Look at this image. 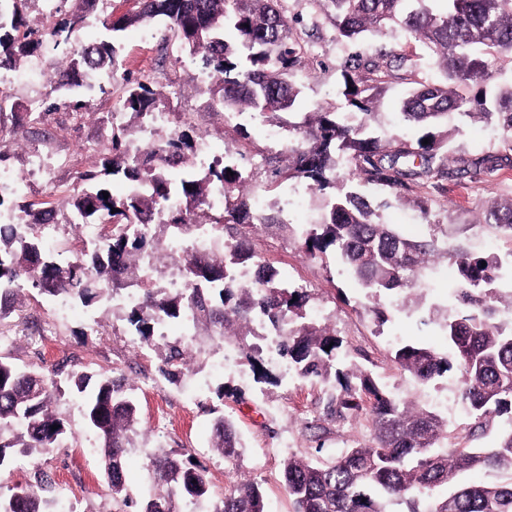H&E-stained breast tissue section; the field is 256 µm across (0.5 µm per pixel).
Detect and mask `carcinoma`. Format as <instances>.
Segmentation results:
<instances>
[{
  "label": "carcinoma",
  "instance_id": "carcinoma-1",
  "mask_svg": "<svg viewBox=\"0 0 512 512\" xmlns=\"http://www.w3.org/2000/svg\"><path fill=\"white\" fill-rule=\"evenodd\" d=\"M28 0H0V70L44 43L46 37L71 44L63 66L56 70L59 87H88L102 95L110 91L96 76H113L119 45L116 34L129 18L104 17V36L93 42L76 41L86 13L96 0H74L68 19L57 13L30 22L22 5ZM278 0H139L136 20L160 17L164 37L179 39L202 62L214 85L215 109L241 107L264 121L286 112L294 117L288 130L299 141L293 149L288 177L313 182L323 191L336 185L340 164L363 176L365 182L404 188V178L419 169L441 172L457 129L448 128V115L480 121L499 131L512 147V81L489 90L502 59L512 62V0H312L336 31V39L354 42L365 32L386 33L399 27L415 47L381 49L345 65L341 94L351 108L339 112L320 106L297 112L302 88L290 79L301 64L304 47L292 37L293 21L277 7ZM421 48L423 53L416 52ZM440 68L446 82H414L401 100L402 122L422 130L414 140L395 137L387 142L373 123L383 84L407 79L421 60ZM125 95L117 108L137 118L156 109L159 93L151 84L125 73ZM112 172L128 181L127 192L109 195L107 183L93 173L81 175L83 188L67 201L74 223L108 224L112 234L95 243L90 260L78 257L61 264L43 252L41 225L55 219L56 208L32 204L11 206L12 224L0 225V314L11 308L15 292L29 285L48 296L63 295L89 307L105 295L133 288L139 302L128 323L145 343L155 327L168 321L186 327L203 323L209 336L223 338L231 323L268 322L281 336V356L298 378L329 379L340 347L336 337L310 320V294L288 288L276 272L256 258L248 241L235 239L224 254L198 255V247L179 261L183 287L171 290L156 278L138 274L137 257L159 242V232L194 238L199 225L210 232L226 224H269L279 217L253 207L244 191L248 179L237 166L217 160L199 174L189 153L192 137L174 132L154 141L151 148L132 154L114 134ZM512 158L499 153L458 157L460 171L492 173ZM224 191V212L216 220L208 209L211 188ZM495 223L512 231V200L495 206ZM336 248L348 271L371 297L395 294L406 299L414 290L437 240L414 241L382 224L370 202L357 190L340 186L323 197L319 228L306 233L301 247L310 257ZM458 278L454 291L460 313L440 322L448 339V355L417 344L394 351V363L423 384L452 368L460 372L459 394L469 419V432L484 431L496 416L512 413V322L503 311L512 308V266L496 254L476 255L465 249L452 256ZM254 268L255 286L235 282L243 265ZM330 350H324V347ZM161 373L173 379L170 366L183 359L177 343L164 344ZM82 398L88 428L99 440L98 455L116 512H181V506L210 498L206 474L190 462L164 450L146 465L151 478L148 496L137 498L126 476V457L135 447L138 405L132 388L121 377L87 372L58 373L46 379L32 367L0 357V469L10 458L7 449L21 448L39 456L67 438L65 421L50 409L55 395ZM330 413H364L372 422L371 439L315 462L289 457L283 463L285 488L295 512H512V479L498 483H464L472 469L512 473V425L503 428L491 448H449L448 419L434 410L402 400L381 388L363 371L346 382L343 394L328 401ZM57 429H52V426ZM212 447L226 458L242 449L233 422L220 415L212 430ZM53 481L37 471L33 480L0 493V512H50ZM209 512H265L260 484L247 480L212 501Z\"/></svg>",
  "mask_w": 512,
  "mask_h": 512
}]
</instances>
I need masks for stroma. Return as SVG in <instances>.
Returning <instances> with one entry per match:
<instances>
[{"mask_svg":"<svg viewBox=\"0 0 512 512\" xmlns=\"http://www.w3.org/2000/svg\"><path fill=\"white\" fill-rule=\"evenodd\" d=\"M285 16H303L305 25L296 35L305 48V62L293 78L304 87L302 108L336 103L346 59L368 56L382 46L405 45L400 30L388 36L369 35L356 42L337 40L329 22L310 0H279ZM162 20L128 26L119 34L118 73L110 92L97 95L79 89L57 87L48 76V62L68 50L67 44L44 42L34 54L22 58L26 73L22 84L6 87L10 108L0 112V167L22 171L30 150H38L52 168L50 181H37L22 191L17 203L60 205L59 223L49 230L42 248L60 262L92 251L89 238L72 229L66 197L81 189L80 175L103 173L111 156L112 100L122 96V72L133 71L151 81L161 94H172L168 110L172 124L159 129L165 137L187 131L195 141L207 142L211 156L234 159L250 175L249 188L262 197L266 209L277 212L276 224H233L213 235L211 248L222 252L229 237L247 239L254 253L270 265L292 288H307L311 300L307 312L328 325L340 342L336 369L347 374L362 370L397 397L435 409L447 418L452 448H489L497 432L512 419L500 416L490 421L482 436L468 435V420L459 397V371L451 369L433 383L423 384L404 373L392 360L398 345L416 343L447 352L448 343L439 318L456 314L453 297L456 271L449 257L463 248L476 254L512 252V234L483 225L494 202L512 198V165L493 174H459L449 169L442 179L424 174L409 176L410 191L366 184L361 176L341 169V179L353 185L379 207L385 223L411 239L437 237L439 253L431 270L421 278V306L396 308L395 296L384 298L391 311L385 323H377L370 311L371 299L347 271L335 249L308 257L302 239L321 217L318 190L308 191L303 207L288 203V191L297 179L288 176V152L294 140L281 133L274 121L254 119L249 110L219 113L212 107V92L200 80L195 61L189 60L176 39L161 41L157 32ZM185 66H175V59ZM410 86L390 80L377 118L378 135L388 140L403 134L418 137L415 128L402 126L398 105ZM51 98L64 106L33 122L27 108L36 100ZM82 100L90 106L81 122H73L66 104ZM496 129L485 124L462 128L452 142L453 157H470L502 151ZM441 232H433L431 222ZM126 305L122 294L103 299L101 306L85 307L61 296H46L25 287L18 291L10 314L0 319V356L52 376L58 368L125 376L138 403L141 433L136 448L127 455L130 485L137 495H147L150 480L146 461L157 449L183 459L196 460L205 471L212 497L218 498L244 476L257 477L264 493L266 512H294L283 480V462L291 455L309 460L320 452L338 451L371 437L367 418L349 415L330 418V396L340 395L338 382L323 385L284 375L269 354L248 358L232 340L193 336L178 322L167 323L170 341L184 344L189 366L177 382L159 372L161 356L155 347L134 341L133 329L122 320ZM57 413L68 428L67 441L38 459L12 454L9 471L0 475V485L28 482L34 470L47 472L55 482L54 496L65 512H112L111 492L104 477L94 435L87 428L82 406L70 395L58 396ZM231 417L243 444L236 463L225 461L211 447L212 425L217 415Z\"/></svg>","mask_w":512,"mask_h":512,"instance_id":"1","label":"stroma"}]
</instances>
